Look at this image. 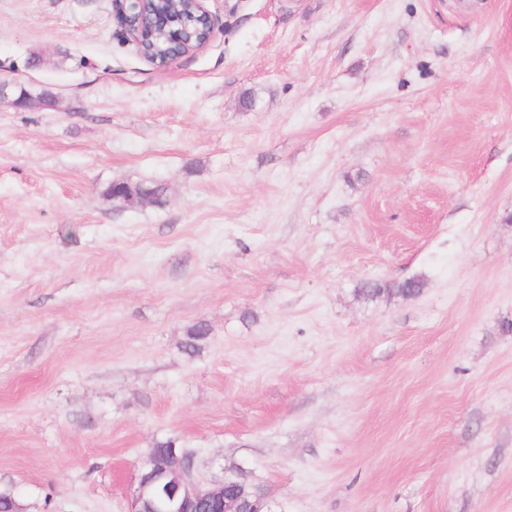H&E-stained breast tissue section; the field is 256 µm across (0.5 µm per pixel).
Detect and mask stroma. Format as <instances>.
<instances>
[{
	"label": "stroma",
	"mask_w": 512,
	"mask_h": 512,
	"mask_svg": "<svg viewBox=\"0 0 512 512\" xmlns=\"http://www.w3.org/2000/svg\"><path fill=\"white\" fill-rule=\"evenodd\" d=\"M206 6L158 69L0 0V486L129 512L171 440L282 512H512V0Z\"/></svg>",
	"instance_id": "obj_1"
}]
</instances>
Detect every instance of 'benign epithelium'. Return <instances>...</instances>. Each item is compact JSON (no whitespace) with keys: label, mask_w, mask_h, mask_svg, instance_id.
Instances as JSON below:
<instances>
[{"label":"benign epithelium","mask_w":512,"mask_h":512,"mask_svg":"<svg viewBox=\"0 0 512 512\" xmlns=\"http://www.w3.org/2000/svg\"><path fill=\"white\" fill-rule=\"evenodd\" d=\"M146 2L148 0H112V8L124 34L138 48L141 47L140 32L144 27L155 28L165 23L161 14L139 9ZM148 468L163 481L159 501L155 503L144 497L146 473L143 472L131 494L130 512H194L195 506L203 501L221 504L224 512H274L266 496L254 499L244 492L229 502L224 497V484L210 485L198 481L193 456L188 452L182 451L166 461L147 460L143 469Z\"/></svg>","instance_id":"obj_1"}]
</instances>
